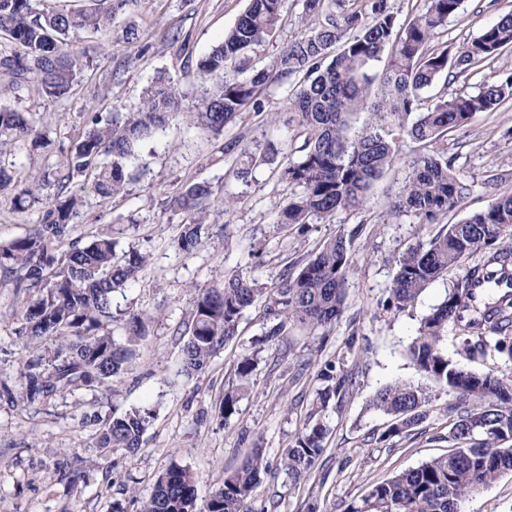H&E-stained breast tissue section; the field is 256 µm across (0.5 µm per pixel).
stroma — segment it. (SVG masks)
<instances>
[{"instance_id":"35a3bbf8","label":"stroma","mask_w":512,"mask_h":512,"mask_svg":"<svg viewBox=\"0 0 512 512\" xmlns=\"http://www.w3.org/2000/svg\"><path fill=\"white\" fill-rule=\"evenodd\" d=\"M247 0H140L133 13L117 16L110 29L85 34L83 46L103 47L104 55L82 72L65 100L46 98L33 86L19 93L5 90L0 79V107L32 113L50 132V148L33 150L0 141V165L16 184L30 175L54 172L63 165L73 139L85 131L93 114L127 112L141 101L158 76L176 82L184 109H192L206 89L196 75L198 60L222 41ZM512 0H463L459 13L441 31L438 45L456 49L504 14ZM300 0H286L276 36L257 49L253 63L268 66L280 48L303 29ZM138 28L133 45L121 38L127 26ZM512 71V51L476 64L463 80L438 82L427 96L474 90L499 74ZM286 88L273 83L264 91L261 115L243 114L214 137L191 127L185 117L173 118L165 131L144 146L136 164L137 179L126 194L111 200L87 196L71 231L75 245H87L93 234L112 236L117 252L146 256L138 278L112 297L113 338L126 343L130 314L148 316L147 336L134 345L133 356L110 387H84L39 405L0 400V512H112L113 501L125 512H137L156 477L170 464L190 468L198 476L197 505L205 507L226 472L237 468L246 453L262 448L278 463L296 429L315 406L317 372L335 362L337 373L354 372L357 382L342 406H328L320 419L327 426L325 466L307 483L291 486L284 478L264 480L254 508L271 494L282 498L281 512H343L370 487L422 461L449 453L453 419L445 408L455 397L417 371L408 357L420 319L443 301L455 282L447 275L428 286L414 306L403 312L387 309L395 274L394 258L425 238L426 226L411 215H393L409 161L421 154L418 143L400 139V156L369 192L367 205L341 213L305 233L276 224L277 211L288 198L278 171L292 159L289 143L296 129L289 123ZM250 144L260 161L246 180L230 177L240 154L229 144L236 137ZM448 151L454 168L472 189L461 210L449 214L455 223L485 208L493 195L512 193V99L495 111L473 116L469 124L449 132ZM208 182L233 195L229 213H210L201 230L202 243L190 255L176 251L182 216L171 197L189 182ZM13 190L0 192V246L24 236L38 224L41 206L20 211ZM350 236L355 266L346 283L342 316L332 325L309 333L290 329L279 340L265 341L269 326L262 304L247 308L238 332L215 357L207 372L189 378L180 371L183 335L178 332L191 313L195 289L208 288L249 271L272 285L292 264L318 252L337 234ZM261 253L248 254L250 243ZM38 295L20 291L9 267L0 266V386L21 391L23 360L34 345L23 334L21 309ZM249 356L256 369L238 412L222 420L225 393L240 380L236 366ZM406 381L422 386L431 397L427 419L410 436L384 438L391 418L370 401L382 387ZM152 411L137 454L101 448L84 412ZM460 512H512V472L463 501Z\"/></svg>"}]
</instances>
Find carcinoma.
I'll return each mask as SVG.
<instances>
[{
  "instance_id": "carcinoma-1",
  "label": "carcinoma",
  "mask_w": 512,
  "mask_h": 512,
  "mask_svg": "<svg viewBox=\"0 0 512 512\" xmlns=\"http://www.w3.org/2000/svg\"><path fill=\"white\" fill-rule=\"evenodd\" d=\"M87 2L76 11L44 13L33 8L32 0H0V33L9 37L8 48L0 50V73L9 78V89L34 84L51 99L68 97L92 63L74 54L72 43L109 28L139 0ZM301 2L304 30L279 50L271 67L247 64L275 35L284 0H249L223 41L199 59L198 73L210 89L194 110L182 111L177 84L159 78L131 113L114 112L106 120L95 114L74 141L58 182L63 200L44 210L30 232L0 249V266L15 270L17 287L41 290L23 308L22 319L26 336L48 347L24 360L22 401L34 405L82 386L104 385L123 370L129 349L112 339V292L135 280L147 258L135 252L118 256L109 235H98L84 247L73 244L63 251L60 246L69 237L85 188L101 198L124 194L128 169L139 160L143 144L178 115L220 136L246 111H264L261 93L269 83L291 82L288 112L304 141L298 160L280 173L291 195L277 223L287 228L302 230L340 212L363 209L373 183L397 160L402 133L425 152L409 165L392 212L413 214L427 225L462 207L471 185L453 171L445 137L476 113L512 98V74L473 92L442 95L428 106L422 93L442 76L465 77L475 64L512 48V12L451 54L435 40L463 0H427L424 11L403 22L393 0ZM361 112L367 119L356 130L353 117ZM34 127L31 114L0 108V137L23 147ZM48 183L46 177L32 178L15 194V205L24 209L39 201L37 194ZM234 204V197L219 195L208 183L182 187L172 199L183 214L178 252L189 255L201 244L210 206L227 212ZM395 265L387 308L398 312L413 306L438 278L462 272L445 299L422 318L408 349L418 372L455 395L457 403L448 407L456 414L448 435L454 449L372 485L344 512H459L474 492L512 472V369H469L448 357L445 346L451 328L465 359L497 353L512 361V194L442 225L427 241L409 246ZM352 266L351 242L338 234L314 258L297 265V274L285 272L269 288L240 273L220 286L197 290L181 347V372L192 378L206 371L236 336L243 311L258 301L270 321L272 342L290 325L315 331L336 322L344 311ZM316 380L321 383L316 409L342 402L348 376L336 377L335 365L327 363ZM430 402L422 387L396 382L378 390L371 406L392 417L391 437L408 435L423 423ZM152 418L141 408L105 416L95 410L84 413L82 423L97 426L98 447L134 454ZM326 436L322 421L303 424L274 468L262 449H251L238 468L224 475L204 512H252L264 475L274 479L281 472L291 484L302 485L322 464ZM196 482L192 470L171 465L140 502L139 512H197Z\"/></svg>"
}]
</instances>
